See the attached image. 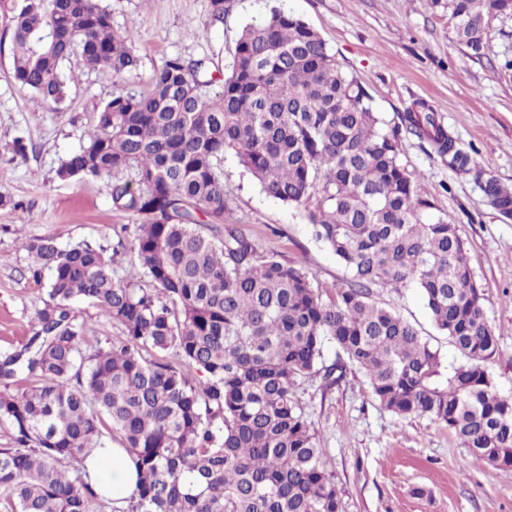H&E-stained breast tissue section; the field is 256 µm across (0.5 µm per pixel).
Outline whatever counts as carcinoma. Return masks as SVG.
Wrapping results in <instances>:
<instances>
[{
  "label": "carcinoma",
  "instance_id": "obj_1",
  "mask_svg": "<svg viewBox=\"0 0 512 512\" xmlns=\"http://www.w3.org/2000/svg\"><path fill=\"white\" fill-rule=\"evenodd\" d=\"M457 41L480 56L512 0H448ZM12 24L13 74L60 104L61 65L116 81L137 69L130 36L100 0H0ZM204 60L167 59L141 92L119 88L59 177L112 175L113 208L136 217L133 250L153 288L116 276L106 249L25 243L48 300L23 350L0 353V512H93L69 472L104 447L109 422L138 482L132 512H340L336 481L296 396L363 370L375 399L402 417L445 423L467 463L512 467V397L489 363L499 350L457 227L433 215L400 162L401 133L429 142L485 204L512 219V189L486 173L437 120L411 106L385 127L364 86L302 19L272 10L238 37L221 90ZM262 192L303 212L350 276L329 300L303 266L262 254L232 222L224 154ZM133 173L122 180L118 174ZM417 287L435 327L465 357L445 373L419 331L374 299ZM95 304L123 337L84 350L72 302ZM335 345L326 364L323 347Z\"/></svg>",
  "mask_w": 512,
  "mask_h": 512
}]
</instances>
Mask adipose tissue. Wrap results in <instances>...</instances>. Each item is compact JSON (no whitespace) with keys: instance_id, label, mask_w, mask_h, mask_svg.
I'll return each instance as SVG.
<instances>
[{"instance_id":"1","label":"adipose tissue","mask_w":512,"mask_h":512,"mask_svg":"<svg viewBox=\"0 0 512 512\" xmlns=\"http://www.w3.org/2000/svg\"><path fill=\"white\" fill-rule=\"evenodd\" d=\"M85 479L100 495L126 504L136 487V474L121 448H98L84 461Z\"/></svg>"}]
</instances>
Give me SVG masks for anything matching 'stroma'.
<instances>
[{"label": "stroma", "instance_id": "1", "mask_svg": "<svg viewBox=\"0 0 512 512\" xmlns=\"http://www.w3.org/2000/svg\"><path fill=\"white\" fill-rule=\"evenodd\" d=\"M112 28L130 33L139 58L128 88H146L170 57L205 60L214 78L230 65L239 33L278 8L303 19L374 99L381 117L399 121L424 103L478 163L512 186V18L489 23L485 53L459 45L444 7L429 0H102ZM62 68L75 74L65 101L36 104L15 80L11 24L0 14V352L22 350L35 332L45 281L29 272L26 241L53 237L63 248L90 242L117 248L118 276L137 274L129 244L134 217L113 209L108 177L60 180L57 170L86 140L111 98L110 80L86 68L80 54ZM23 139L25 155L12 151ZM401 161L437 217L456 225L482 285L489 324L499 338L490 365L497 387L512 396V221L486 207L480 189L456 176L431 145L404 136ZM224 183L233 218L260 250L304 265L314 283L342 284L347 269L317 240L302 212L261 192L234 154L224 156ZM376 299L411 322L437 350L443 366L462 357L433 325L419 290L375 288ZM297 396L320 440L327 468L342 491V512H512V469L466 464L467 451L445 424L401 418L375 400L363 371L351 369L330 391L302 384Z\"/></svg>", "mask_w": 512, "mask_h": 512}]
</instances>
